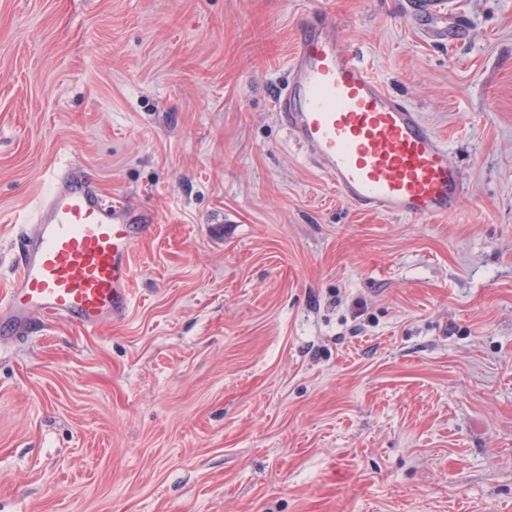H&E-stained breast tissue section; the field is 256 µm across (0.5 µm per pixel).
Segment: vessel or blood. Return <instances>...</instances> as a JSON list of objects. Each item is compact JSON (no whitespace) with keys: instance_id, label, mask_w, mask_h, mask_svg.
I'll return each mask as SVG.
<instances>
[{"instance_id":"obj_1","label":"vessel or blood","mask_w":512,"mask_h":512,"mask_svg":"<svg viewBox=\"0 0 512 512\" xmlns=\"http://www.w3.org/2000/svg\"><path fill=\"white\" fill-rule=\"evenodd\" d=\"M407 11L435 42L457 39L466 28L446 0H408ZM276 104L289 134L358 209L428 220L462 205L464 177L447 144L342 47L324 14H314L302 31ZM33 220L0 297V337L22 340L41 320L62 319L88 331L125 316L133 252L151 214L106 199L69 164L53 174Z\"/></svg>"}]
</instances>
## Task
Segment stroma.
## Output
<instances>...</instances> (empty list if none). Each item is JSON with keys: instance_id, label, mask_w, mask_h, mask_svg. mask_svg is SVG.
<instances>
[{"instance_id": "35a3bbf8", "label": "stroma", "mask_w": 512, "mask_h": 512, "mask_svg": "<svg viewBox=\"0 0 512 512\" xmlns=\"http://www.w3.org/2000/svg\"><path fill=\"white\" fill-rule=\"evenodd\" d=\"M0 0V295L56 168L146 210L127 315L0 340V512H512V0ZM463 171L346 202L274 107L308 18ZM408 15L418 29L434 42L456 40L466 28V19L450 10L445 0H408Z\"/></svg>"}]
</instances>
